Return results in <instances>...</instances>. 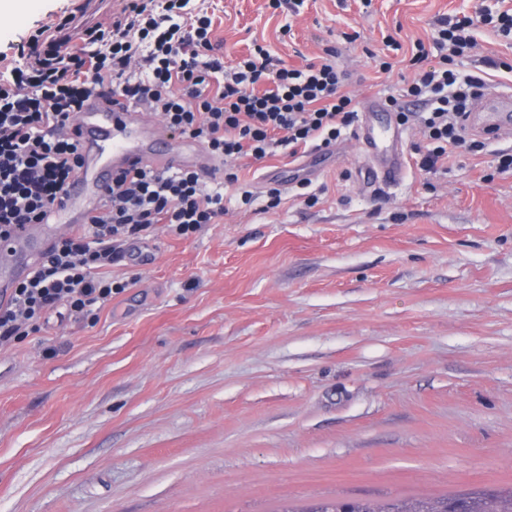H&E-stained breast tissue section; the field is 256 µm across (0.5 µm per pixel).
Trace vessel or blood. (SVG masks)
<instances>
[{"label": "vessel or blood", "mask_w": 512, "mask_h": 512, "mask_svg": "<svg viewBox=\"0 0 512 512\" xmlns=\"http://www.w3.org/2000/svg\"><path fill=\"white\" fill-rule=\"evenodd\" d=\"M381 106L370 102L356 132L366 162L368 178L385 184L402 181L405 163L401 149L402 132L395 123L377 124ZM473 131L490 129L512 139V88H486L472 107ZM82 165L73 177L62 203L43 219V234L35 236L30 226L14 232L12 241L0 247V303L8 304L10 290L29 271L24 257L40 251L43 238L56 233L63 224H82L96 214L116 171L147 165L156 169L187 166L197 161L200 146L190 139L171 144L165 126L146 121L137 109L122 99L97 101L74 119Z\"/></svg>", "instance_id": "b4317fda"}]
</instances>
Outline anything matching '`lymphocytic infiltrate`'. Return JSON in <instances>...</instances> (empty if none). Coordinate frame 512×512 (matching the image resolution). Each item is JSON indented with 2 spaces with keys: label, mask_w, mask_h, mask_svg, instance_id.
Instances as JSON below:
<instances>
[{
  "label": "lymphocytic infiltrate",
  "mask_w": 512,
  "mask_h": 512,
  "mask_svg": "<svg viewBox=\"0 0 512 512\" xmlns=\"http://www.w3.org/2000/svg\"><path fill=\"white\" fill-rule=\"evenodd\" d=\"M73 19L60 16L26 44L0 50V241L13 227L41 223L61 203L82 161L70 122L94 97H118L160 116L171 132L198 140L221 160L224 173L185 167L114 173L100 212L57 238L0 306L1 345L36 331L55 307L92 317L111 303L124 289L107 274L118 258L115 242L158 224L189 238L223 218L229 186L238 204L253 205L255 195L239 184L238 159L260 162L281 148L294 156L315 142L326 149L358 120L335 50L297 69L257 45L225 65L212 14L192 0H124L109 25L80 31ZM482 25L511 36L512 12L480 7L438 19L431 45L417 44L408 61L413 78L388 100L398 124L419 125L423 141L412 150L425 172L450 154L485 147L484 136L466 128L467 109L484 85L481 68L501 63L485 57L478 70L458 69ZM433 50L439 66L422 67Z\"/></svg>",
  "instance_id": "obj_1"
}]
</instances>
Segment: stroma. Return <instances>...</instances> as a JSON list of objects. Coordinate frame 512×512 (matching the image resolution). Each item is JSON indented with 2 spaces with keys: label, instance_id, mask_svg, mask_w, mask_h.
<instances>
[{
  "label": "stroma",
  "instance_id": "1",
  "mask_svg": "<svg viewBox=\"0 0 512 512\" xmlns=\"http://www.w3.org/2000/svg\"><path fill=\"white\" fill-rule=\"evenodd\" d=\"M80 2L0 0V48ZM209 3L225 62L258 43L299 68L332 47L363 107L412 78L437 18L494 0ZM474 37L471 59L505 63L489 84L512 85V39ZM510 149L490 139L371 187L344 136L315 206L286 186L277 209L125 243L110 273L126 288L96 320L58 307L0 347V512H304L511 488L512 173L495 171ZM296 163L281 149L239 178L261 197Z\"/></svg>",
  "mask_w": 512,
  "mask_h": 512
}]
</instances>
